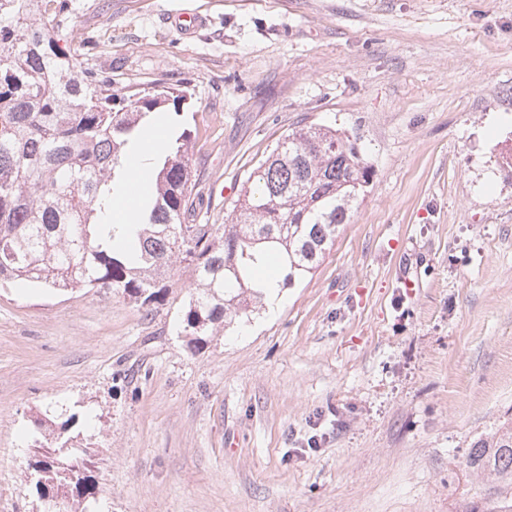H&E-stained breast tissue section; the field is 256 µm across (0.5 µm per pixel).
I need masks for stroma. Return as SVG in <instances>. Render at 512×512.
Masks as SVG:
<instances>
[{
	"label": "stroma",
	"mask_w": 512,
	"mask_h": 512,
	"mask_svg": "<svg viewBox=\"0 0 512 512\" xmlns=\"http://www.w3.org/2000/svg\"><path fill=\"white\" fill-rule=\"evenodd\" d=\"M76 7L113 89L189 91L199 223L310 124L373 175L310 275L197 349L184 264L149 311L1 284L0 512H43L31 450L60 435L101 487L72 512H458L467 448L512 417V0Z\"/></svg>",
	"instance_id": "obj_1"
}]
</instances>
